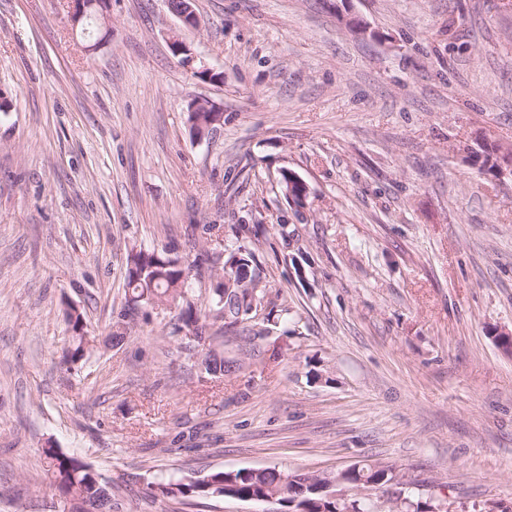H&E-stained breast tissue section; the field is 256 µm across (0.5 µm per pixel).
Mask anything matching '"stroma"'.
Here are the masks:
<instances>
[{"instance_id": "35a3bbf8", "label": "stroma", "mask_w": 512, "mask_h": 512, "mask_svg": "<svg viewBox=\"0 0 512 512\" xmlns=\"http://www.w3.org/2000/svg\"><path fill=\"white\" fill-rule=\"evenodd\" d=\"M194 9L101 0L87 36L66 0H0V512H63L49 443L111 480L114 512H288L146 484L365 460L433 504L512 506V179L483 164L512 148V0ZM196 101L224 115L202 139ZM233 238L295 334L257 358L216 341L220 378L166 309L108 343L130 250ZM71 307L97 344L69 367Z\"/></svg>"}]
</instances>
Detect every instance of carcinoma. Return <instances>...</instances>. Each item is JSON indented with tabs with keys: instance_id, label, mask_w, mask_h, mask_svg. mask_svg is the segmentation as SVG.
I'll list each match as a JSON object with an SVG mask.
<instances>
[{
	"instance_id": "1",
	"label": "carcinoma",
	"mask_w": 512,
	"mask_h": 512,
	"mask_svg": "<svg viewBox=\"0 0 512 512\" xmlns=\"http://www.w3.org/2000/svg\"><path fill=\"white\" fill-rule=\"evenodd\" d=\"M207 262L205 267L195 261L188 263L173 245L129 254L126 271L128 303L134 307L173 305L179 308L172 334L187 339L185 349L190 353L221 333L250 342L271 335L278 327L286 335L288 325L297 324L290 316L288 306L277 303L278 295L272 294L264 281L252 251L240 245L226 252L211 253ZM215 275H229L242 286L229 289L219 283L210 288L208 304L201 317L193 302L191 285ZM254 301L262 312L258 321L255 320L257 313H248ZM67 321L73 336L64 360L76 363L88 354L90 337L86 336L82 313L70 310ZM43 455L53 486L63 502L70 505V512H87L90 506L100 512H112L115 507L112 481L52 445L43 450ZM392 478L390 468L363 464L346 474L344 484L356 487L366 481L387 486ZM146 490L155 496L181 500L193 497L256 500L275 494L289 512H370L359 498L342 500L333 496L336 488L327 487L324 477L277 466L215 470L197 479L160 478L148 482Z\"/></svg>"
}]
</instances>
